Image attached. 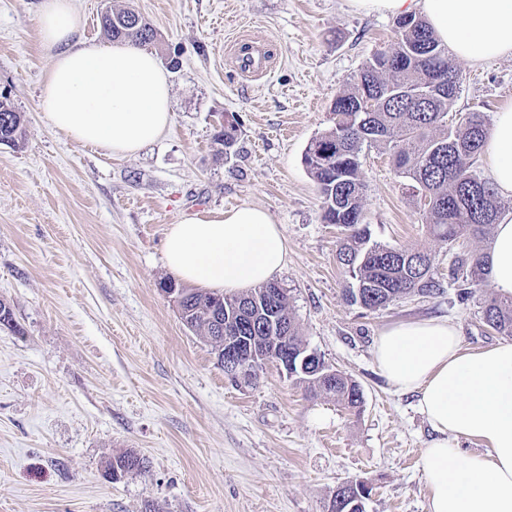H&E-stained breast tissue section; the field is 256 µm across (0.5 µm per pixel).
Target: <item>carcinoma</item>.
Here are the masks:
<instances>
[{
  "instance_id": "1",
  "label": "carcinoma",
  "mask_w": 512,
  "mask_h": 512,
  "mask_svg": "<svg viewBox=\"0 0 512 512\" xmlns=\"http://www.w3.org/2000/svg\"><path fill=\"white\" fill-rule=\"evenodd\" d=\"M397 47L377 52L350 80V88L333 103L334 126L311 142L304 164L317 185L323 220L341 229L337 259L355 281L349 300L364 308L379 309L415 294L437 297L443 282L433 271L421 278L413 272L414 259L432 266L430 255L406 247H389L370 242L368 225L362 223L364 185L359 176L364 146H376L388 154L396 171L429 199L424 221L431 232L452 249L466 237H484L496 223L500 205L493 184L477 173V162L486 146L490 122L482 112H470L448 123L460 81L448 84V76L459 77L448 59V47L434 35L428 22L417 16L395 22ZM102 33L111 41L145 47L157 40L153 27L132 11L112 12L100 17ZM431 80L443 85L423 103L407 97L406 90ZM24 113L7 100H0V144L14 149L25 140ZM237 142V127L227 122L214 135L217 154L230 157ZM485 261L477 255L457 253L450 277L467 297L481 285ZM161 287L176 289L180 319L208 340L213 352L224 345L217 330L214 306L221 298L222 313H232L231 336H260L259 352L267 361L279 357L282 346L305 347L288 304L287 290L276 282L259 285L246 293L224 295L199 288H186L173 279ZM259 313L282 325L271 335L252 330L250 319ZM485 323L495 331L512 336V296L491 298L482 307ZM297 382L313 394L331 399L350 412L360 411L363 391L344 373L324 386L313 375L298 374ZM146 460L134 451L112 458L104 477L114 480L145 468Z\"/></svg>"
}]
</instances>
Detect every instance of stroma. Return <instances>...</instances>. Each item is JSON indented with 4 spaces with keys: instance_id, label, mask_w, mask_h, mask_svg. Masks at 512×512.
Listing matches in <instances>:
<instances>
[{
    "instance_id": "1",
    "label": "stroma",
    "mask_w": 512,
    "mask_h": 512,
    "mask_svg": "<svg viewBox=\"0 0 512 512\" xmlns=\"http://www.w3.org/2000/svg\"><path fill=\"white\" fill-rule=\"evenodd\" d=\"M42 0H0V96L26 116V141L0 144V512H326L341 481L372 488L366 512H427L422 451L431 437L413 396L380 374L377 336L392 324L448 318L465 347L502 341L481 304L446 287L372 310L347 299L304 164L333 125L331 105L395 20L348 0H75L83 39L103 42V11L132 9L156 30L170 71L172 124L137 155L115 157L53 130L37 106L50 65L36 31ZM269 42L259 77L230 51L242 32ZM455 112L494 115L512 104V56L455 59ZM236 120L232 157L213 136ZM363 221L373 241L431 254L440 279L448 246L422 221L409 181L389 156L363 150ZM253 205L288 246L277 277L299 334L363 391L360 413L310 396L269 363L255 378L225 377L209 343L186 328L160 285L169 225L198 211ZM133 450L146 469L116 482L107 463Z\"/></svg>"
}]
</instances>
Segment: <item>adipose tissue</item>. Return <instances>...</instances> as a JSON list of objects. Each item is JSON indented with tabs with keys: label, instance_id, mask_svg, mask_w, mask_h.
<instances>
[{
	"label": "adipose tissue",
	"instance_id": "obj_1",
	"mask_svg": "<svg viewBox=\"0 0 512 512\" xmlns=\"http://www.w3.org/2000/svg\"><path fill=\"white\" fill-rule=\"evenodd\" d=\"M366 14L424 16L455 56L512 55V0H349ZM38 35L51 58L38 108L70 140L135 155L171 125V85L151 52L124 42L78 41L74 0H42ZM483 160L512 196V106L496 112ZM284 235L263 209L241 206L170 225L165 264L179 279L235 294L274 279L286 265ZM495 287L512 295V212L494 226L487 256ZM380 372L417 397L432 436L424 448L428 512H512V342L466 348L457 326L435 318L401 322L374 343ZM483 446L467 453L464 442Z\"/></svg>",
	"mask_w": 512,
	"mask_h": 512
}]
</instances>
